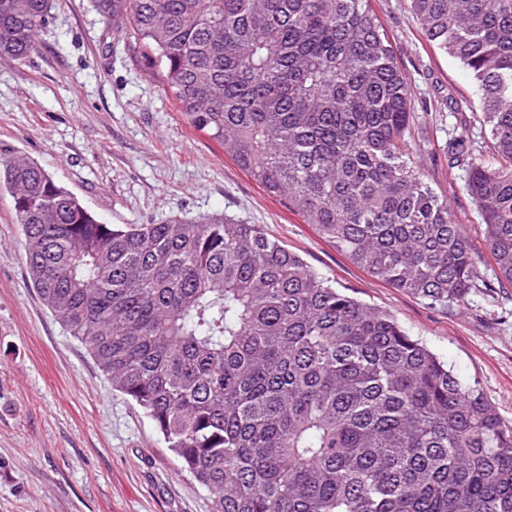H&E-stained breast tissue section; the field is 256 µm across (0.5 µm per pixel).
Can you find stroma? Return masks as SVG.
<instances>
[{
	"label": "stroma",
	"mask_w": 512,
	"mask_h": 512,
	"mask_svg": "<svg viewBox=\"0 0 512 512\" xmlns=\"http://www.w3.org/2000/svg\"><path fill=\"white\" fill-rule=\"evenodd\" d=\"M411 92L410 154L465 224L482 277L494 274L484 227L449 167L448 138L489 136L452 102L476 91L457 62L426 41L409 0H372ZM37 163L109 224L223 216L261 225L337 287L392 312L512 424V288L433 306L371 278L304 219L268 194L193 128L138 48L108 26L93 0H54L25 60L0 56V147ZM24 235L0 186V512H212L180 473L151 420L112 389L84 346L28 281Z\"/></svg>",
	"instance_id": "1"
}]
</instances>
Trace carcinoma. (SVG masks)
Here are the masks:
<instances>
[{"label": "carcinoma", "mask_w": 512, "mask_h": 512, "mask_svg": "<svg viewBox=\"0 0 512 512\" xmlns=\"http://www.w3.org/2000/svg\"><path fill=\"white\" fill-rule=\"evenodd\" d=\"M178 111L354 266L431 305L512 286V0H409L477 91L487 158L448 140L485 225L411 161V94L371 0H95ZM51 0H0V55ZM42 303L152 420L213 512H512V426L390 312L259 224H106L0 150Z\"/></svg>", "instance_id": "1"}]
</instances>
